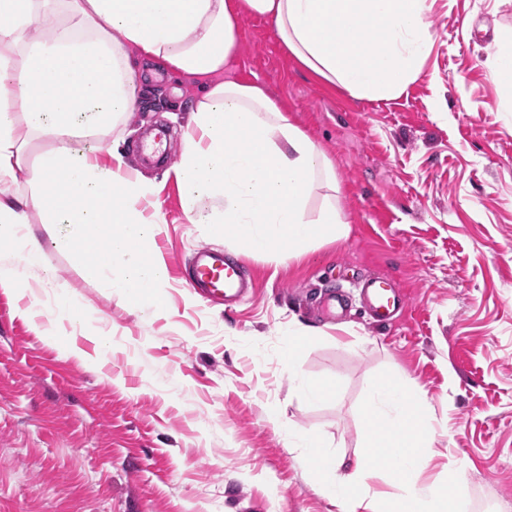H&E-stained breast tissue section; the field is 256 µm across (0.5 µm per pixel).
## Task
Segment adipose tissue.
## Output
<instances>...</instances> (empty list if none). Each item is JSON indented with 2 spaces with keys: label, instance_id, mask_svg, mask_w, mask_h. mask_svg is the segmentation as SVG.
Masks as SVG:
<instances>
[{
  "label": "adipose tissue",
  "instance_id": "obj_1",
  "mask_svg": "<svg viewBox=\"0 0 512 512\" xmlns=\"http://www.w3.org/2000/svg\"><path fill=\"white\" fill-rule=\"evenodd\" d=\"M0 0V286L24 292L46 244L90 259L144 312L161 313L169 273L153 241L162 222L157 187L130 169L121 142L99 139L138 108L144 65L208 76L223 71L237 47L242 16L273 20L283 46L322 79L353 95L393 98L421 74L431 39L427 0ZM47 145L29 177V140ZM107 152L110 163L98 160ZM188 223L232 238L249 253L289 260L348 233L341 213L315 220L305 203L332 162L257 85L202 87L189 110L184 147L172 168ZM29 184L26 195L5 193ZM210 200L200 208V200ZM44 214V235L29 208ZM427 404L402 377L377 380L366 400L362 452L344 462L326 454L314 430L296 436L324 479L338 512H469L454 488L420 486L418 471L435 440ZM321 463H314V456ZM385 475L403 494L382 499L371 481Z\"/></svg>",
  "mask_w": 512,
  "mask_h": 512
}]
</instances>
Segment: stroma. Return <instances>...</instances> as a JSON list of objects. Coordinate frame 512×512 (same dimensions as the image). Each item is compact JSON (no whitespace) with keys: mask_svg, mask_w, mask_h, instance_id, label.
<instances>
[{"mask_svg":"<svg viewBox=\"0 0 512 512\" xmlns=\"http://www.w3.org/2000/svg\"><path fill=\"white\" fill-rule=\"evenodd\" d=\"M428 5L422 76L386 100L322 80L271 19L243 17L227 77L262 86L332 161L306 215L333 206L349 226L282 263L187 223L178 183L141 144L163 129L179 157L200 81L144 74L124 137L129 165L159 189L164 311L141 313L50 244L26 294L0 288V512H337L288 431L318 430L329 453L353 458L363 403L387 373L428 405L434 455L420 484L461 465L473 512H512V87L492 77L512 0ZM203 246L245 265L249 296L201 300L187 279ZM369 276L406 294L399 320L365 312L356 285ZM339 288L347 312L323 317L318 302ZM302 327L298 376L334 398L301 396L282 363Z\"/></svg>","mask_w":512,"mask_h":512,"instance_id":"1","label":"stroma"}]
</instances>
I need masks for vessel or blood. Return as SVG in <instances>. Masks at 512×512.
<instances>
[{
  "label": "vessel or blood",
  "instance_id": "1",
  "mask_svg": "<svg viewBox=\"0 0 512 512\" xmlns=\"http://www.w3.org/2000/svg\"><path fill=\"white\" fill-rule=\"evenodd\" d=\"M197 254L199 259L192 275L195 287L212 300L230 301L242 295L246 284L238 261L206 247L199 248ZM360 289L368 314L376 322L394 320L407 305L403 290L385 278H366Z\"/></svg>",
  "mask_w": 512,
  "mask_h": 512
}]
</instances>
